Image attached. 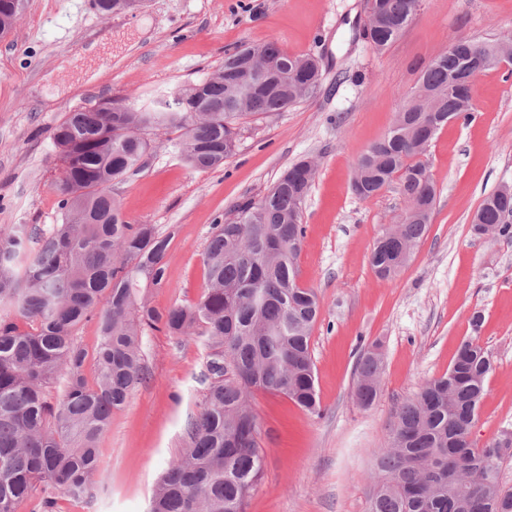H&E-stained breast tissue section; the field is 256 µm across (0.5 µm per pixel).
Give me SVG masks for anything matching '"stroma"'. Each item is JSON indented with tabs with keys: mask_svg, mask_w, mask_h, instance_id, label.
Returning a JSON list of instances; mask_svg holds the SVG:
<instances>
[{
	"mask_svg": "<svg viewBox=\"0 0 512 512\" xmlns=\"http://www.w3.org/2000/svg\"><path fill=\"white\" fill-rule=\"evenodd\" d=\"M363 23V0H147L105 18L92 0H27L0 38V228L60 223L53 132L68 112L109 100L152 107L246 45L274 41L320 58L317 95L250 118L222 167H190L171 129L115 188L130 223L172 235L166 283L149 297L162 312L202 295L215 225L292 163H316L298 270L321 302L311 338L321 411L254 392L264 469L246 512H369L396 407L447 372L474 336L494 370L472 439L481 446L512 430V234L485 236L471 224L487 195L512 186V70L480 74L471 117L449 122L421 154L437 190L433 218L393 278L375 274L370 254L406 202L394 184L367 199L352 190L359 157L391 127L425 64L462 38L512 39V0H422L382 53L363 39ZM376 342L385 367L365 409L353 396L355 366ZM142 352L147 379L99 442L103 482L87 499L58 496V512H147L183 448L210 349L202 337L181 344L149 330Z\"/></svg>",
	"mask_w": 512,
	"mask_h": 512,
	"instance_id": "stroma-1",
	"label": "stroma"
}]
</instances>
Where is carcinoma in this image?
Returning a JSON list of instances; mask_svg holds the SVG:
<instances>
[{
  "mask_svg": "<svg viewBox=\"0 0 512 512\" xmlns=\"http://www.w3.org/2000/svg\"><path fill=\"white\" fill-rule=\"evenodd\" d=\"M416 0H379L366 40L387 49L412 21ZM489 69L498 44L461 40L422 70L419 82L388 130L358 161L356 194L368 197L398 181L408 202L404 223L374 247L371 264L389 279L425 237L434 183L417 156L424 127L469 117L472 95L450 78L465 55ZM271 64V85L248 93L256 67ZM323 75L315 58L290 54L277 42L238 49L198 83L179 88L152 108L95 104L67 113L56 126L62 222L0 228V512H21L39 497V512H56L55 494L89 497L99 476L97 444L112 413L125 406L146 367L144 329H164L182 342L207 337L208 385L186 428V446L159 478L148 512H246L263 472L255 391L281 394L310 413L320 412L311 335L319 315L314 291L297 285L303 236L302 206L312 183L298 161L257 199L237 205L215 225L203 257L206 288L193 305L160 313L144 297L165 284L164 256L173 233L132 224L112 196V185L141 169L154 148L150 132L183 131L182 156L197 170L224 165L238 145L244 119L285 112L314 94ZM512 197L498 193L480 204V222L506 235ZM97 319L100 342L88 381L79 327ZM383 367L375 343L358 359L355 401L371 406ZM491 360L472 339L448 372L425 382L394 412L387 446L378 451L382 473L370 512H512V490L499 481L512 453L498 440L482 447L465 439L487 394ZM65 379L62 398L48 388Z\"/></svg>",
  "mask_w": 512,
  "mask_h": 512,
  "instance_id": "obj_1",
  "label": "carcinoma"
}]
</instances>
